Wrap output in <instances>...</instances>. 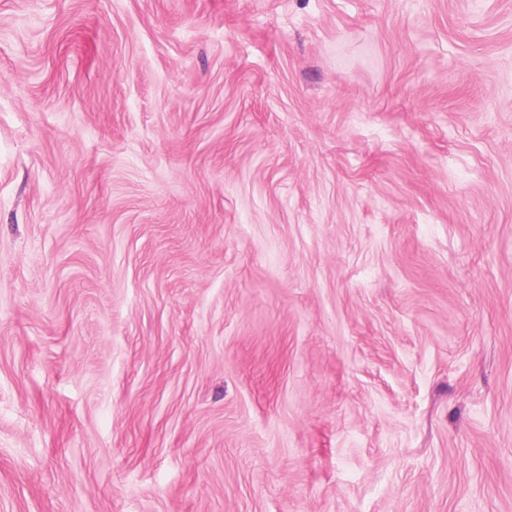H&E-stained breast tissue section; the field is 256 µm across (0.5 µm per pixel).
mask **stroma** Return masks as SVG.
<instances>
[{
    "label": "stroma",
    "instance_id": "35a3bbf8",
    "mask_svg": "<svg viewBox=\"0 0 512 512\" xmlns=\"http://www.w3.org/2000/svg\"><path fill=\"white\" fill-rule=\"evenodd\" d=\"M0 512H512V0H0Z\"/></svg>",
    "mask_w": 512,
    "mask_h": 512
}]
</instances>
